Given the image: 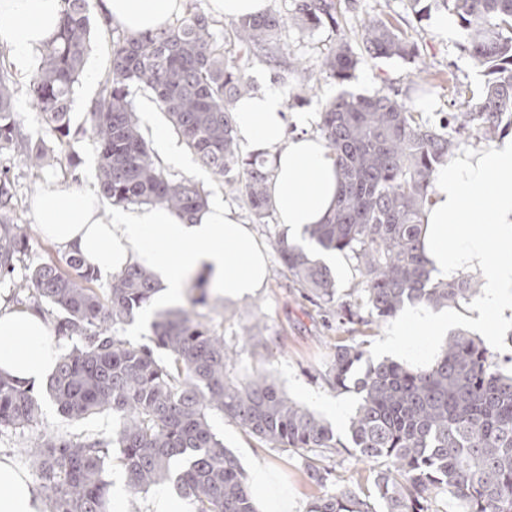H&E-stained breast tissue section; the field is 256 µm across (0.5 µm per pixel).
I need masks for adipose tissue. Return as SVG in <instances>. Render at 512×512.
I'll list each match as a JSON object with an SVG mask.
<instances>
[{
  "label": "adipose tissue",
  "mask_w": 512,
  "mask_h": 512,
  "mask_svg": "<svg viewBox=\"0 0 512 512\" xmlns=\"http://www.w3.org/2000/svg\"><path fill=\"white\" fill-rule=\"evenodd\" d=\"M107 16L128 33L169 26L187 0H103ZM64 0H0V46L27 73L31 58L50 44L61 24ZM236 136L270 166L269 206L287 232L302 242L308 227L327 223L339 192L336 159L323 137L308 133L311 115L287 111L281 92L269 88L232 106ZM38 233L74 251L104 281L139 265L152 271L159 290L142 311L151 323L176 302L190 281L208 280L225 301L255 296L268 279V258L248 225L215 196L194 220L166 206L107 208L93 189L43 188L33 199ZM421 243L435 281L462 273L482 276V310L512 322V133L483 149L457 151L433 174L422 215ZM448 333V315L417 308L401 314L385 343L406 358V339ZM57 347L46 320L0 302V374L34 388L56 368ZM0 512H46L26 473L0 456Z\"/></svg>",
  "instance_id": "1"
}]
</instances>
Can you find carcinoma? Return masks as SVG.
<instances>
[{"mask_svg": "<svg viewBox=\"0 0 512 512\" xmlns=\"http://www.w3.org/2000/svg\"><path fill=\"white\" fill-rule=\"evenodd\" d=\"M63 25L41 53L29 81L33 111L59 145L91 133L98 150V187L114 205H165L190 219L206 204L202 187L174 180L158 164L134 112V92H150L196 160L238 191L255 216L269 214L270 171L259 156L239 158L233 103L254 90V61L281 64L275 14L230 24L236 54L224 56L214 22L196 11L173 24L112 41V68L87 106L89 128L72 130L70 105L90 36L88 0H64ZM452 7L468 51L488 76L477 91L450 77L457 111L440 132L422 113L387 93L344 94L326 103L318 126L336 156L340 193L326 224L307 236L318 250L355 260L354 301L339 303L330 269L301 245L278 239L282 265L299 292L336 312L351 331L394 318L404 307L468 303L477 277L432 282L421 253V216L433 173L460 148L454 134L486 139L502 121L512 125V0H439ZM334 0H299V19L336 23ZM371 58L414 60L417 48L382 18L359 25ZM357 58L346 43L323 56L320 75L344 82ZM41 170L47 149L21 130L14 111L6 49L0 47V155ZM14 186L0 169V283L26 293L25 304L53 317L58 336L73 342L58 360L47 391L71 419L112 412L115 438L67 437L43 431L23 452L38 476L48 512H109L105 478L109 449L133 493L168 481L192 512H257L237 457L217 439L209 415L219 412L270 448L301 454L309 483L324 489L306 512H438L436 497H452L461 512H512V372L506 374L478 337L451 335L433 362L412 367L374 360L356 341L336 345L323 379L359 402L347 441L290 398L267 376L230 377L239 356L196 307L208 303L194 285L189 307L167 309L152 324L154 347L119 336L158 291L153 273L132 266L98 293L95 274L67 252L15 279L29 250L26 228L10 217ZM40 403L30 388L0 376V434L38 424ZM345 451L374 473L372 491L331 479L325 452ZM335 489L327 490L328 485Z\"/></svg>", "mask_w": 512, "mask_h": 512, "instance_id": "cac0c4a2", "label": "carcinoma"}]
</instances>
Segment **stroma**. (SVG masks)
Segmentation results:
<instances>
[{"instance_id": "obj_1", "label": "stroma", "mask_w": 512, "mask_h": 512, "mask_svg": "<svg viewBox=\"0 0 512 512\" xmlns=\"http://www.w3.org/2000/svg\"><path fill=\"white\" fill-rule=\"evenodd\" d=\"M297 4L298 0H271L270 10L286 21L280 34L281 48L289 57L300 60L303 68L278 74L266 64L255 63L250 74L258 88L275 86L285 94L292 87L306 83L331 48L343 42L357 45L355 30L359 19L365 16L392 21L403 37L417 44L420 53L413 61L358 57L347 81H320L314 94L303 104V111L319 113L327 100L345 91L371 96L393 88L404 95L413 94L416 83L422 80L420 70L424 67L433 72L453 73L459 83L474 89L484 83L483 69L469 56L463 30L455 29L452 35L446 36L436 27V19L446 13L436 0H430L427 10L421 13L414 11L410 0H338L335 23L316 26L297 21ZM89 16L91 44L71 104V127L78 130V139L57 149L52 165L41 171L31 170L19 162L11 168L10 177L15 185L11 217L31 233L24 265L17 270L21 276L27 268L62 255L61 249L34 234L33 196L47 184L68 186L76 181L91 188L97 185L98 153L91 135L86 132L87 106L98 96L101 83L111 68L112 35L101 26L102 0H90ZM182 155L183 163L169 168L174 179L188 178L203 186L210 195H223L225 204L236 211L243 223L251 225L267 250L270 275L265 288L256 297L238 303L212 297L205 309L209 324L227 342L241 347L233 376L242 378L256 371L264 372L291 398L331 423L339 437H347L349 422L337 419L335 409L343 405L355 410L357 396L351 391L330 390L322 375L336 343L342 340L357 338L365 342L372 358H382L381 345L393 327L392 322L374 325L353 335L339 325L328 309L302 297L293 287L276 252V240L286 235L276 217L271 215L265 222H256L239 193L228 190L221 179L202 168L190 150H183ZM475 309V304L469 303L450 308L449 313L459 317V329L471 331L484 340L496 360L512 356V329L489 315L483 316L478 326H471L468 317ZM249 330L262 336L261 344H243L242 338ZM37 395L41 401L39 429L66 436L91 434L108 440L117 428L116 423L107 422L102 414L82 420L66 418L59 413L45 388H38ZM209 420L218 438L238 458L245 472L269 471L276 488L292 495L295 512H306L310 498L318 494L319 489L305 481L298 453L289 448L267 447L220 413H211Z\"/></svg>"}]
</instances>
